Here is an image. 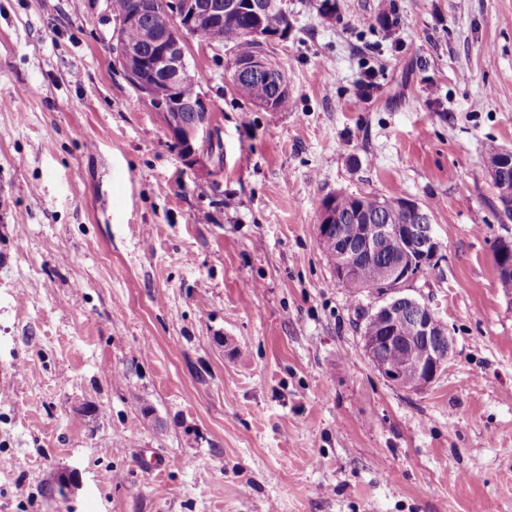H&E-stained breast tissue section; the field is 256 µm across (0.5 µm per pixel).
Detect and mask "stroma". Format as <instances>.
Segmentation results:
<instances>
[{"instance_id": "obj_1", "label": "stroma", "mask_w": 512, "mask_h": 512, "mask_svg": "<svg viewBox=\"0 0 512 512\" xmlns=\"http://www.w3.org/2000/svg\"><path fill=\"white\" fill-rule=\"evenodd\" d=\"M283 3L287 110L188 40L219 137L193 167L115 64L107 0H0V512H512L486 169L512 148V0ZM337 192L432 211L412 294L453 350L426 389L365 351L376 301L318 244Z\"/></svg>"}]
</instances>
